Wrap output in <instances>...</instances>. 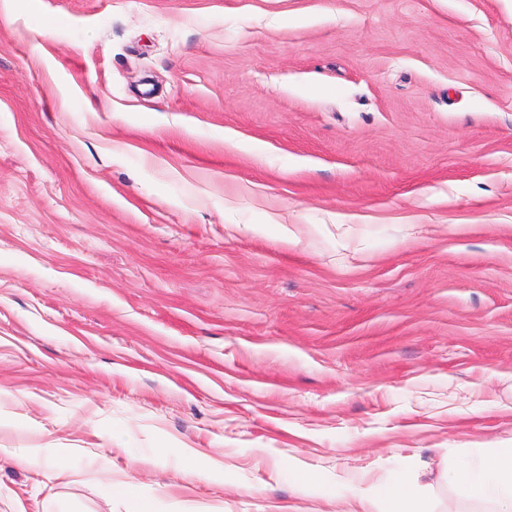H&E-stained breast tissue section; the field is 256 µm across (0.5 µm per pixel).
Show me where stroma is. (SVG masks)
Masks as SVG:
<instances>
[{
  "label": "stroma",
  "mask_w": 512,
  "mask_h": 512,
  "mask_svg": "<svg viewBox=\"0 0 512 512\" xmlns=\"http://www.w3.org/2000/svg\"><path fill=\"white\" fill-rule=\"evenodd\" d=\"M490 448L512 0L0 8V512H491ZM447 478L471 498L491 503L493 512L512 511V448H492L480 461H462ZM425 493L405 469L360 498L361 510L347 512H429L423 510Z\"/></svg>",
  "instance_id": "stroma-1"
}]
</instances>
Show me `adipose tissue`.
Here are the masks:
<instances>
[{
  "label": "adipose tissue",
  "mask_w": 512,
  "mask_h": 512,
  "mask_svg": "<svg viewBox=\"0 0 512 512\" xmlns=\"http://www.w3.org/2000/svg\"><path fill=\"white\" fill-rule=\"evenodd\" d=\"M447 478L471 498L491 503L493 512H512V448H495L482 460L460 462ZM424 499L413 476L401 469L361 496L360 512H424Z\"/></svg>",
  "instance_id": "1"
}]
</instances>
